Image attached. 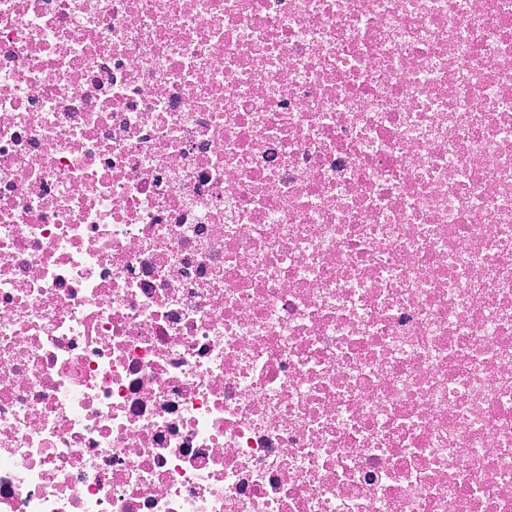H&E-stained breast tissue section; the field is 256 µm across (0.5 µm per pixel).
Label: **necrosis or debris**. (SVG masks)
Returning a JSON list of instances; mask_svg holds the SVG:
<instances>
[{"label": "necrosis or debris", "instance_id": "4bbe7bcc", "mask_svg": "<svg viewBox=\"0 0 512 512\" xmlns=\"http://www.w3.org/2000/svg\"><path fill=\"white\" fill-rule=\"evenodd\" d=\"M0 512H512V0H0Z\"/></svg>", "mask_w": 512, "mask_h": 512}]
</instances>
